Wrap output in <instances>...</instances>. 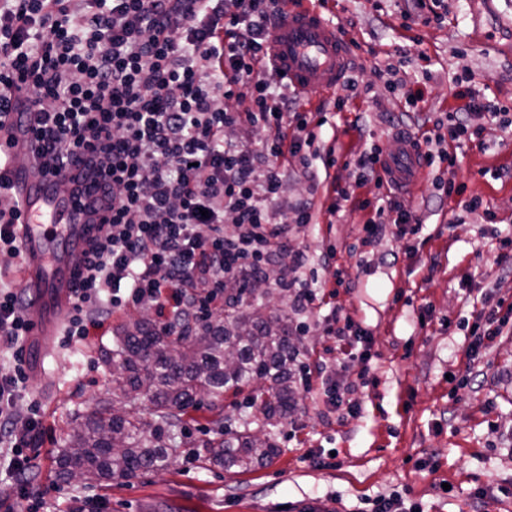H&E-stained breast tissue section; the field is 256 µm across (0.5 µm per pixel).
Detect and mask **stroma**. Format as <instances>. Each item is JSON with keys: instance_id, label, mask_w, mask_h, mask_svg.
I'll use <instances>...</instances> for the list:
<instances>
[{"instance_id": "1", "label": "stroma", "mask_w": 512, "mask_h": 512, "mask_svg": "<svg viewBox=\"0 0 512 512\" xmlns=\"http://www.w3.org/2000/svg\"><path fill=\"white\" fill-rule=\"evenodd\" d=\"M406 7V0H328L327 17L358 43L348 82L332 94L297 95L309 111L334 95L349 100L347 111L327 110L321 132L336 139L331 177L367 206H346L335 223L288 237L310 259L308 283L336 290L297 316L308 370L315 374L325 356L332 311L365 333L358 345L365 362H343L335 375L358 413L336 412L315 375L313 391L298 392L295 411L279 424L280 453L267 466H206L202 445L220 434L204 411L168 467L101 486L62 482L56 453L77 430L78 414L112 399L103 350L129 318L155 316L131 302L104 330L64 346L17 402L19 418L34 402L42 420L31 474L39 512H366L369 501L393 492L423 512H472L478 488L485 512H512V331L479 360L466 355L484 299L512 302V276L498 277L496 265L503 240L512 239V126L468 112L476 135L458 144L454 167H423L410 192L362 180L350 164L375 145L393 153L398 123L412 124L414 115L444 123L464 111L452 94L456 81L512 109V0H493L478 32L470 0H443L439 24L403 19ZM448 179L455 194L442 186ZM475 197L482 207L472 212ZM392 202L418 227L386 225L374 245L362 246L368 220ZM331 247L335 259L322 263ZM313 452L323 466L312 463Z\"/></svg>"}]
</instances>
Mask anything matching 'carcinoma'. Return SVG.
Returning <instances> with one entry per match:
<instances>
[{
    "label": "carcinoma",
    "mask_w": 512,
    "mask_h": 512,
    "mask_svg": "<svg viewBox=\"0 0 512 512\" xmlns=\"http://www.w3.org/2000/svg\"><path fill=\"white\" fill-rule=\"evenodd\" d=\"M254 276L224 294L218 320L196 322L182 312L163 330L140 318L124 323L102 359L112 378V402L80 415L56 465L61 478L85 485L128 480L163 469L180 454L185 418L220 410L224 395L250 388L256 413L224 439L203 444L204 460L222 470L263 467L278 454L273 429L297 406L295 372L303 350L286 314H271L248 289ZM148 403L150 418L136 413Z\"/></svg>",
    "instance_id": "cac0c4a2"
}]
</instances>
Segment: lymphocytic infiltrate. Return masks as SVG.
I'll list each match as a JSON object with an SVG mask.
<instances>
[{"label": "lymphocytic infiltrate", "instance_id": "lymphocytic-infiltrate-1", "mask_svg": "<svg viewBox=\"0 0 512 512\" xmlns=\"http://www.w3.org/2000/svg\"><path fill=\"white\" fill-rule=\"evenodd\" d=\"M286 0H0V130L37 126L36 162L65 183L77 201L107 206L84 260L73 311L62 336L77 342L104 326L127 302L204 318L224 301L242 271L264 272L291 254L288 289L295 309L319 295L299 272L308 263L291 251L289 225L336 216L349 190L321 184L314 160L337 162L335 147L317 145L326 118L298 111L266 50ZM28 86L32 108L16 111L15 83ZM249 99L243 112L219 99ZM260 131L253 144L225 140L224 130ZM468 127L421 134L426 165L455 162L446 142ZM308 157L299 172L312 194L291 221L270 209L288 179V160ZM232 231H225V222ZM24 293L0 283V458L20 493H28L37 416L18 420L15 406L28 380L21 357L29 327Z\"/></svg>", "mask_w": 512, "mask_h": 512}]
</instances>
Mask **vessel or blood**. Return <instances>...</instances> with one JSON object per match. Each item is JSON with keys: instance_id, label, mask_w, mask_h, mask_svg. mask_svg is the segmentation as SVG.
<instances>
[{"instance_id": "b4317fda", "label": "vessel or blood", "mask_w": 512, "mask_h": 512, "mask_svg": "<svg viewBox=\"0 0 512 512\" xmlns=\"http://www.w3.org/2000/svg\"><path fill=\"white\" fill-rule=\"evenodd\" d=\"M271 58L287 86L303 92L333 91L346 75L349 43L319 9L295 0L269 37ZM31 127L0 131V152L8 157L4 170L19 199L23 251L20 275L27 294L28 336L24 343L29 371L43 370L55 350L72 311L73 291L82 272V258L102 215L87 219L75 213L60 195L55 177L38 171ZM423 162L411 138L402 137L397 153L384 157V175L393 187L415 186Z\"/></svg>"}]
</instances>
